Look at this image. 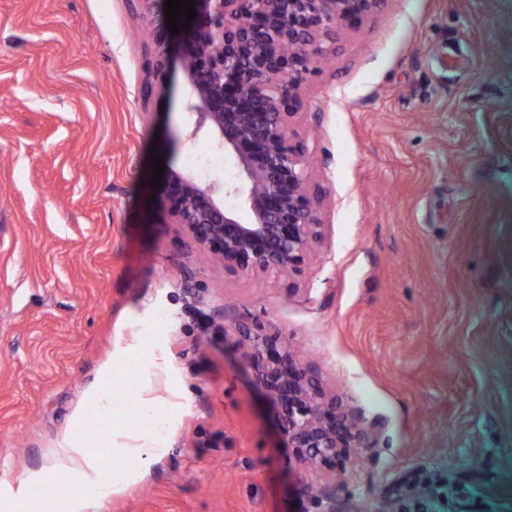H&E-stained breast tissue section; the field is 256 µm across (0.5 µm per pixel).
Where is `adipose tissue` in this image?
Listing matches in <instances>:
<instances>
[{
    "instance_id": "obj_1",
    "label": "adipose tissue",
    "mask_w": 512,
    "mask_h": 512,
    "mask_svg": "<svg viewBox=\"0 0 512 512\" xmlns=\"http://www.w3.org/2000/svg\"><path fill=\"white\" fill-rule=\"evenodd\" d=\"M101 474L100 458L82 442L68 440L57 449L49 468L31 473L18 484L7 485L0 490V499L8 506H19L27 500L34 485L62 477L81 490L79 497L69 501L68 512H99L103 499L112 494L111 485L103 482Z\"/></svg>"
}]
</instances>
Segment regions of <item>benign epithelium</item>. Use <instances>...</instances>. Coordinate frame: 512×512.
Here are the masks:
<instances>
[{
	"label": "benign epithelium",
	"instance_id": "7a95c632",
	"mask_svg": "<svg viewBox=\"0 0 512 512\" xmlns=\"http://www.w3.org/2000/svg\"><path fill=\"white\" fill-rule=\"evenodd\" d=\"M150 25L153 56L146 98L162 89L169 63L168 31L155 18L163 0H139ZM195 17L179 32L181 62L193 89V134L206 131L234 162L242 185L201 182L171 170L163 201L169 223L189 243L243 276L300 279L325 236L308 167L290 139L298 92L316 64L334 53L337 29L380 0H193ZM243 197L246 219L224 199ZM247 345L257 385L278 410L281 434L307 470L334 468L349 448L372 435L276 335L235 324Z\"/></svg>",
	"mask_w": 512,
	"mask_h": 512
}]
</instances>
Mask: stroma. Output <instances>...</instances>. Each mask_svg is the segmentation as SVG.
<instances>
[{
    "mask_svg": "<svg viewBox=\"0 0 512 512\" xmlns=\"http://www.w3.org/2000/svg\"><path fill=\"white\" fill-rule=\"evenodd\" d=\"M127 0H0V481L48 468L89 390L136 380L101 512H512V0H382L307 75L292 140L326 237L301 289L224 270L167 223L192 89ZM278 334L372 434L303 471L213 307ZM170 318L153 320L157 307ZM137 1L141 2L145 17L151 27L153 56L144 82L147 91L146 98L150 99L158 90L162 89L168 71V31L161 23H156L157 19L155 18L161 3L166 0Z\"/></svg>",
    "mask_w": 512,
    "mask_h": 512,
    "instance_id": "obj_1",
    "label": "stroma"
}]
</instances>
